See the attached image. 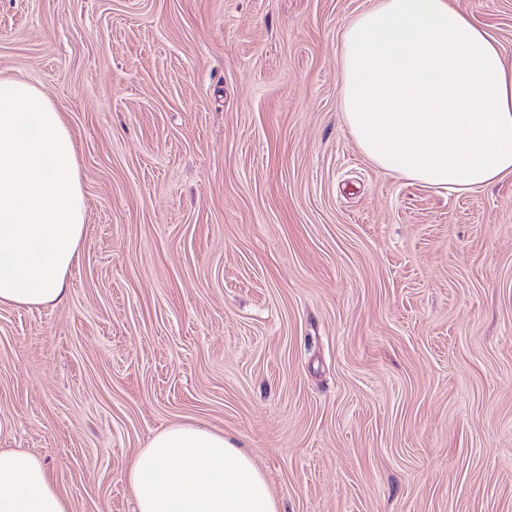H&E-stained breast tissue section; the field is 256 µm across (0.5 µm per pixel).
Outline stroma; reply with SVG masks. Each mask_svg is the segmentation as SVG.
Here are the masks:
<instances>
[{"label": "stroma", "instance_id": "obj_1", "mask_svg": "<svg viewBox=\"0 0 512 512\" xmlns=\"http://www.w3.org/2000/svg\"><path fill=\"white\" fill-rule=\"evenodd\" d=\"M375 0H0V78L52 99L86 237L0 305V448L70 512H135L170 423L234 437L284 512H512V175L372 163L342 117ZM512 62V0H450Z\"/></svg>", "mask_w": 512, "mask_h": 512}]
</instances>
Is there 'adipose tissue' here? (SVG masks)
I'll return each instance as SVG.
<instances>
[{"instance_id": "1", "label": "adipose tissue", "mask_w": 512, "mask_h": 512, "mask_svg": "<svg viewBox=\"0 0 512 512\" xmlns=\"http://www.w3.org/2000/svg\"><path fill=\"white\" fill-rule=\"evenodd\" d=\"M342 108L361 151L413 182L466 193L512 175V64L449 0H377L341 37ZM69 129L36 86L0 78V304L66 294L85 236ZM135 512H283L230 437L174 422L124 474ZM0 512H69L40 460L0 448Z\"/></svg>"}]
</instances>
